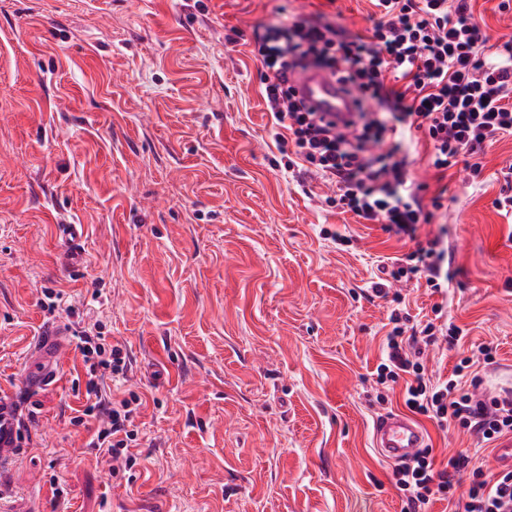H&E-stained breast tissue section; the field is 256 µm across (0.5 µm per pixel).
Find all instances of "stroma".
Wrapping results in <instances>:
<instances>
[{
	"label": "stroma",
	"instance_id": "obj_1",
	"mask_svg": "<svg viewBox=\"0 0 512 512\" xmlns=\"http://www.w3.org/2000/svg\"><path fill=\"white\" fill-rule=\"evenodd\" d=\"M371 0H0V389L28 390L29 441L7 472V512H402L372 444L365 389L386 317L365 291L408 247L320 200L270 135L256 28L321 13L366 32ZM412 179L445 190L448 313L490 343L484 385L512 380V213L494 201L512 140L474 184L438 182L425 151ZM83 228L68 261L58 227ZM352 230L337 250L323 230ZM126 345L121 390L146 401L132 470L105 478L69 422L82 368L71 336L54 382L39 343L42 291ZM437 461L473 447L419 418ZM57 476L65 498L53 497Z\"/></svg>",
	"mask_w": 512,
	"mask_h": 512
}]
</instances>
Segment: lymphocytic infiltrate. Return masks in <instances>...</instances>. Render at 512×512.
Segmentation results:
<instances>
[{
	"instance_id": "lymphocytic-infiltrate-1",
	"label": "lymphocytic infiltrate",
	"mask_w": 512,
	"mask_h": 512,
	"mask_svg": "<svg viewBox=\"0 0 512 512\" xmlns=\"http://www.w3.org/2000/svg\"><path fill=\"white\" fill-rule=\"evenodd\" d=\"M373 2L375 21L365 35L350 37L330 21L304 15L265 26L254 40V53L269 71L263 99L275 142L291 146L308 173L333 185L328 206L416 242L415 250L384 263L382 273L398 283L425 281L440 297L430 317L420 319L410 314L402 292L371 284L372 297L390 305L376 403L387 404L390 391L402 385L409 412L443 430H467L485 450L512 436V389L481 391L475 369L494 363L496 350L489 344L469 350L447 378L434 377L426 367L429 349L458 346L465 331L448 315L442 238L416 241L420 225L442 209L443 197L424 199V185L409 176L407 153L425 144L441 179L457 166L471 178L481 176L484 155L512 138V43L492 49L473 0ZM311 69L330 73L351 97L354 111L344 125L297 98L296 76ZM43 295L48 313L71 319L85 369L87 403L71 423L96 421L89 446L108 459V476H116L136 463L135 418L143 401L132 391L107 393L105 385L126 379L129 353L121 342H108L101 322L80 319L62 292L47 288ZM476 461L464 451L440 468L425 451L394 466L404 512H423L434 497H451L458 475ZM454 506V512H512V471L480 476Z\"/></svg>"
}]
</instances>
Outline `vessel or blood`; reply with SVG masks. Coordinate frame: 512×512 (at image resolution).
I'll use <instances>...</instances> for the list:
<instances>
[{
	"label": "vessel or blood",
	"instance_id": "obj_1",
	"mask_svg": "<svg viewBox=\"0 0 512 512\" xmlns=\"http://www.w3.org/2000/svg\"><path fill=\"white\" fill-rule=\"evenodd\" d=\"M296 88L309 106L329 117L340 120L353 109L351 100L336 80L323 72L310 70L303 73L296 82ZM18 418L13 394L0 391V470L19 453ZM373 444L380 457L398 464L426 448L427 438L412 420L402 414L388 412L378 416L374 423Z\"/></svg>",
	"mask_w": 512,
	"mask_h": 512
}]
</instances>
